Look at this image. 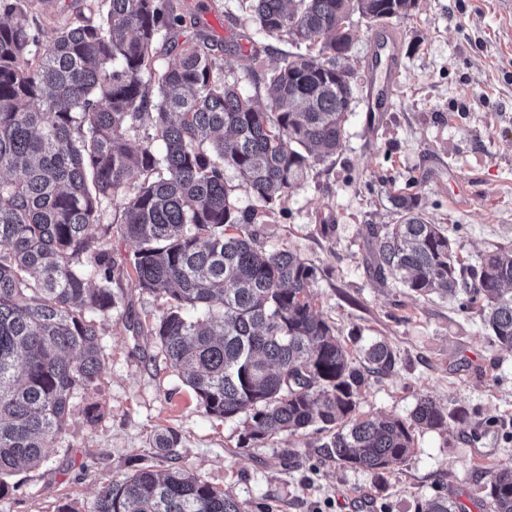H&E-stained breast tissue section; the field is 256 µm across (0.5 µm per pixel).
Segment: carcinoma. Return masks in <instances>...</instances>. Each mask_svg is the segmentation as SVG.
I'll list each match as a JSON object with an SVG mask.
<instances>
[{
	"instance_id": "cac0c4a2",
	"label": "carcinoma",
	"mask_w": 512,
	"mask_h": 512,
	"mask_svg": "<svg viewBox=\"0 0 512 512\" xmlns=\"http://www.w3.org/2000/svg\"><path fill=\"white\" fill-rule=\"evenodd\" d=\"M414 6L239 0L259 31L296 47L263 77L261 98L226 80L206 38L183 35L175 0H99L46 45L32 0H0V495L66 432L72 398L102 388L98 319L123 304L113 284L127 273L112 257L114 228L135 245L136 287L169 302L147 333L170 369L206 414L251 411L242 447L316 426L336 460L379 475L407 459L415 431L455 420L430 399L404 420L361 413L365 373L391 372L394 350L376 340L357 366L314 312L315 267L266 248L258 231L343 147L353 91L338 77L351 40L341 23L358 14L384 25ZM162 36L176 57L167 66ZM316 39L323 48H301ZM238 189L259 206L239 207ZM390 202L395 223L366 226L376 277L423 299L466 295L512 349V253L468 267L412 196ZM179 443L171 429L153 439L170 456ZM489 475L492 512H512V464ZM91 512L248 510L194 474L142 468L102 486ZM421 512L464 510L438 496Z\"/></svg>"
}]
</instances>
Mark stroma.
Here are the masks:
<instances>
[{
    "label": "stroma",
    "instance_id": "obj_1",
    "mask_svg": "<svg viewBox=\"0 0 512 512\" xmlns=\"http://www.w3.org/2000/svg\"><path fill=\"white\" fill-rule=\"evenodd\" d=\"M89 0H54L32 14L51 39L86 11ZM196 29L216 47L228 79L253 90L254 75L277 66L292 46L258 32L236 0H180ZM389 32L400 74L392 106L373 118L365 75L374 41ZM354 22L348 63L353 110L344 147L316 165L261 227L266 246L313 263L316 312L334 323L349 352L386 341L392 372L369 377L361 412L407 418L420 400L461 413L447 431L420 430L405 462L380 476L344 466L324 449L325 433H282L243 448L242 419L205 414L168 368L160 347L129 330L154 321L164 297L120 285L126 310L100 322L104 386L76 397L67 431L35 468L7 480L0 512H90L101 486L138 467L177 466L230 490L250 512H419L425 500L452 496L464 512H491L487 470L512 463V350L499 346L475 310L439 295L415 298L379 283L366 262L365 229L396 218L389 198L409 190L426 218L443 225L464 263L489 251H512V10L500 0H417L388 30ZM259 48L251 60V48ZM330 224L332 236L320 228ZM101 418L87 425L84 408ZM178 433L177 459L153 444Z\"/></svg>",
    "mask_w": 512,
    "mask_h": 512
}]
</instances>
